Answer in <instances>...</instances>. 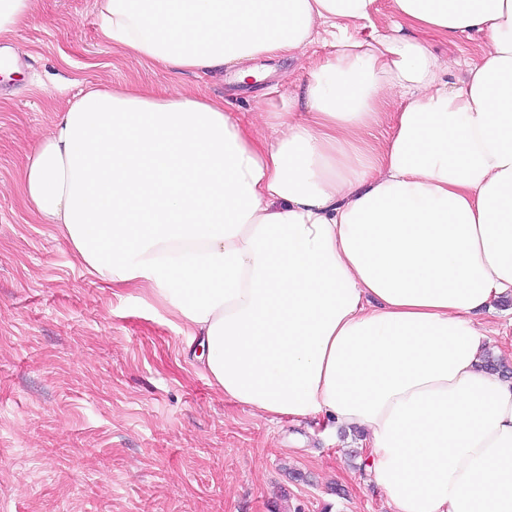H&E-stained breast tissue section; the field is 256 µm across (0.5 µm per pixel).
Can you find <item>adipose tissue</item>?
I'll return each mask as SVG.
<instances>
[{
  "mask_svg": "<svg viewBox=\"0 0 512 512\" xmlns=\"http://www.w3.org/2000/svg\"><path fill=\"white\" fill-rule=\"evenodd\" d=\"M97 3L175 74L331 50L258 103L264 136L216 99L81 91L26 157L28 209L148 287L225 399L361 432L391 512H512V378L475 321L512 297V0H392L390 28L376 0ZM472 33L478 56L432 49Z\"/></svg>",
  "mask_w": 512,
  "mask_h": 512,
  "instance_id": "adipose-tissue-1",
  "label": "adipose tissue"
}]
</instances>
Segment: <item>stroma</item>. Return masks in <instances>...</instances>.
Returning a JSON list of instances; mask_svg holds the SVG:
<instances>
[{"label": "stroma", "instance_id": "stroma-1", "mask_svg": "<svg viewBox=\"0 0 512 512\" xmlns=\"http://www.w3.org/2000/svg\"><path fill=\"white\" fill-rule=\"evenodd\" d=\"M0 73V512H390L360 432L269 421L225 400L148 289L90 274L24 202L26 156L81 87L199 92L243 122L298 61L259 83L171 77L113 48L96 0H41Z\"/></svg>", "mask_w": 512, "mask_h": 512}]
</instances>
